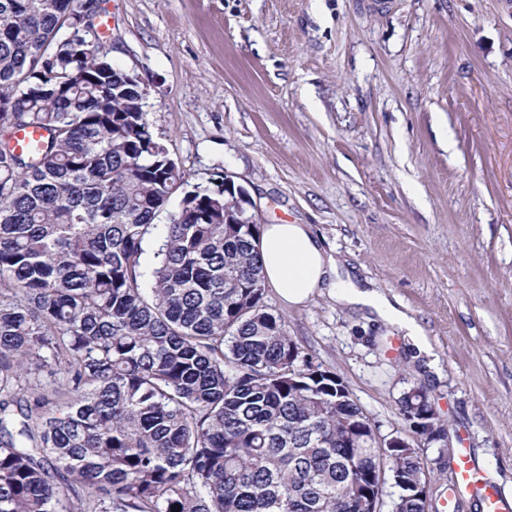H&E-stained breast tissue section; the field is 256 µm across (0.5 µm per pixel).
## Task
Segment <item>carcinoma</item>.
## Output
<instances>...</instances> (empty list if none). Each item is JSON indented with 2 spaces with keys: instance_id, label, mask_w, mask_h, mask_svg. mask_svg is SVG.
I'll use <instances>...</instances> for the list:
<instances>
[{
  "instance_id": "carcinoma-1",
  "label": "carcinoma",
  "mask_w": 512,
  "mask_h": 512,
  "mask_svg": "<svg viewBox=\"0 0 512 512\" xmlns=\"http://www.w3.org/2000/svg\"><path fill=\"white\" fill-rule=\"evenodd\" d=\"M83 0H0V512H427L375 427L268 307L258 224L183 193ZM46 136L32 150L18 130ZM432 420L423 387L400 400Z\"/></svg>"
}]
</instances>
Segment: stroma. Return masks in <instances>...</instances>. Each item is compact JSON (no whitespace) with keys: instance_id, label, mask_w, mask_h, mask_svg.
<instances>
[{"instance_id":"obj_1","label":"stroma","mask_w":512,"mask_h":512,"mask_svg":"<svg viewBox=\"0 0 512 512\" xmlns=\"http://www.w3.org/2000/svg\"><path fill=\"white\" fill-rule=\"evenodd\" d=\"M189 186L229 176L261 224H308L415 319L429 353L323 288L266 302L379 435L423 386L453 449L512 497V0H103ZM429 512L448 461L421 448Z\"/></svg>"}]
</instances>
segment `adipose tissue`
Returning <instances> with one entry per match:
<instances>
[{
  "instance_id": "obj_1",
  "label": "adipose tissue",
  "mask_w": 512,
  "mask_h": 512,
  "mask_svg": "<svg viewBox=\"0 0 512 512\" xmlns=\"http://www.w3.org/2000/svg\"><path fill=\"white\" fill-rule=\"evenodd\" d=\"M266 283L291 305L306 302L319 288L335 292L343 305L371 310L382 321L421 339V326L378 290L341 279L340 258L327 253L305 224H267L256 241Z\"/></svg>"
}]
</instances>
